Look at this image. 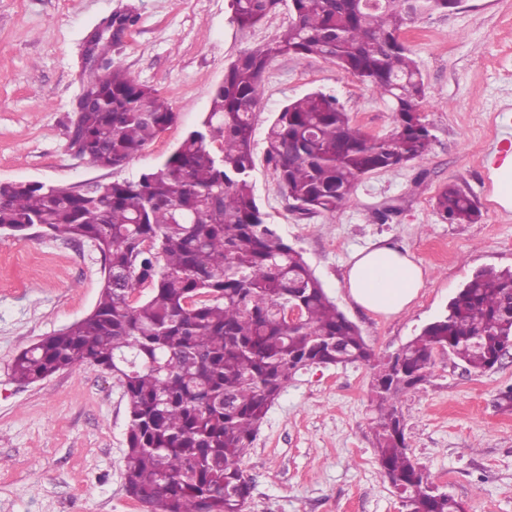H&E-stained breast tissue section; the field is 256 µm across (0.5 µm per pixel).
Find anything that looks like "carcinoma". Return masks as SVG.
<instances>
[{
  "label": "carcinoma",
  "instance_id": "1",
  "mask_svg": "<svg viewBox=\"0 0 512 512\" xmlns=\"http://www.w3.org/2000/svg\"><path fill=\"white\" fill-rule=\"evenodd\" d=\"M460 0H231L230 23L257 26L288 4L292 21L270 44L230 63L209 112L154 170L72 191L0 184V231L30 225L89 241L103 255V287L84 318L22 351L12 377L25 384L97 366L127 398L124 487L148 512H244L251 484L241 468L272 404L313 363H367L358 327L327 296L301 251L267 221L252 180L253 134L265 73L279 55L318 57L390 103L394 127L374 136L352 123L336 97L312 92L285 105L267 129L264 162L300 214L333 213L366 175L425 158L435 136L427 98L400 33ZM89 161L120 170L174 123L159 92L119 63L83 70L77 97ZM435 209L450 224L480 211L458 185ZM147 292L134 303L128 296ZM302 310L290 325L282 309ZM512 344V269H484L444 315L374 366L376 452L407 512H465L438 491L410 453L399 403L432 374L445 351L468 370L493 367Z\"/></svg>",
  "mask_w": 512,
  "mask_h": 512
}]
</instances>
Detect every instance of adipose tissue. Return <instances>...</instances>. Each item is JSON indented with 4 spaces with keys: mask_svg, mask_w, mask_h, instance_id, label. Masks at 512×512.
Masks as SVG:
<instances>
[{
    "mask_svg": "<svg viewBox=\"0 0 512 512\" xmlns=\"http://www.w3.org/2000/svg\"><path fill=\"white\" fill-rule=\"evenodd\" d=\"M344 283L356 305L376 315L393 316L406 311L419 295L425 274L409 253L385 245L354 252Z\"/></svg>",
    "mask_w": 512,
    "mask_h": 512,
    "instance_id": "1",
    "label": "adipose tissue"
}]
</instances>
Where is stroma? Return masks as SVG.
<instances>
[{
  "mask_svg": "<svg viewBox=\"0 0 512 512\" xmlns=\"http://www.w3.org/2000/svg\"><path fill=\"white\" fill-rule=\"evenodd\" d=\"M124 9L138 21L111 57L157 89L177 121L115 172L74 155L67 128L88 37ZM229 16L228 0H0V181L79 186L158 165L201 122L228 63L290 20L283 7L242 32ZM400 39L429 89L423 110L436 141L426 159L366 175L349 206L316 215L292 211L265 164L253 174L270 223L378 359L444 312L477 270L512 268V210L494 201L488 164L512 147V0H461ZM314 91L336 96L371 135L393 128L388 103L355 78L317 57L278 56L265 77L256 155L277 112ZM451 183L476 202L478 223L441 220L434 200ZM382 242L408 250L426 275L411 306L388 319L358 308L344 286L351 254ZM102 266L87 241L39 228L0 236V512H144L124 489L127 400L117 378L84 367L24 384L10 371L21 351L94 309ZM372 377L366 364L314 365L288 383L243 459L246 512H406L377 460ZM510 385L512 351L481 373L439 353L428 382L401 403L415 460L467 512H512V412L497 406Z\"/></svg>",
  "mask_w": 512,
  "mask_h": 512,
  "instance_id": "stroma-1",
  "label": "stroma"
}]
</instances>
